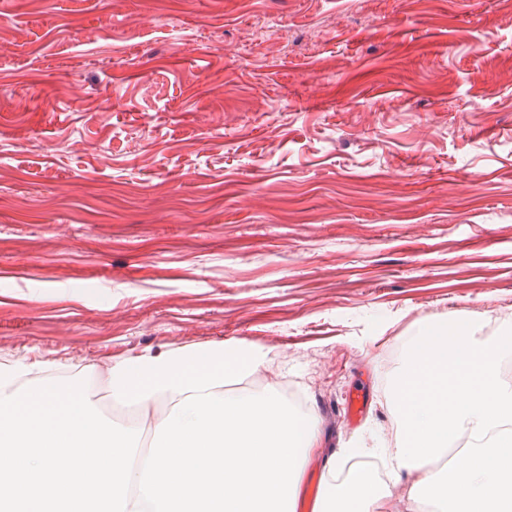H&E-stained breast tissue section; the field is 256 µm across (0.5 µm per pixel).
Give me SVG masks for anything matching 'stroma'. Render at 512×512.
<instances>
[{"label":"stroma","instance_id":"stroma-1","mask_svg":"<svg viewBox=\"0 0 512 512\" xmlns=\"http://www.w3.org/2000/svg\"><path fill=\"white\" fill-rule=\"evenodd\" d=\"M468 317L512 325V0H0V363L118 420L100 359L257 343L336 452Z\"/></svg>","mask_w":512,"mask_h":512}]
</instances>
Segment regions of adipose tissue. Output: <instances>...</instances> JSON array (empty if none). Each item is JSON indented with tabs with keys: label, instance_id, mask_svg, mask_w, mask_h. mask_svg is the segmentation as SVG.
I'll return each instance as SVG.
<instances>
[{
	"label": "adipose tissue",
	"instance_id": "adipose-tissue-1",
	"mask_svg": "<svg viewBox=\"0 0 512 512\" xmlns=\"http://www.w3.org/2000/svg\"><path fill=\"white\" fill-rule=\"evenodd\" d=\"M337 459H329L328 476L315 512H385L391 493L388 485L367 468H360L342 482H335Z\"/></svg>",
	"mask_w": 512,
	"mask_h": 512
}]
</instances>
